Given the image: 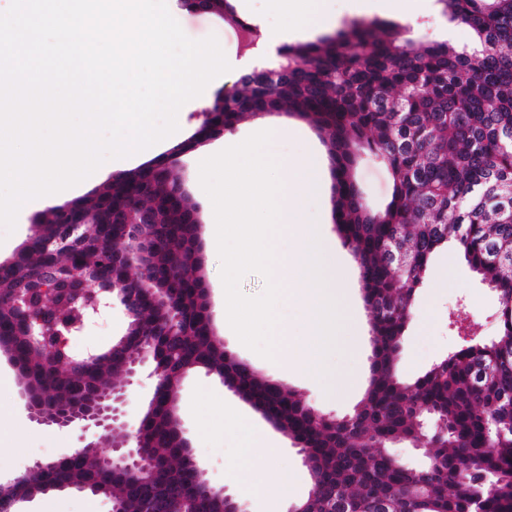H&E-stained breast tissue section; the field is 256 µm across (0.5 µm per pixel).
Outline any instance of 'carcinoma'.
Listing matches in <instances>:
<instances>
[{
  "label": "carcinoma",
  "instance_id": "obj_1",
  "mask_svg": "<svg viewBox=\"0 0 512 512\" xmlns=\"http://www.w3.org/2000/svg\"><path fill=\"white\" fill-rule=\"evenodd\" d=\"M448 21L473 34L471 44L418 41L411 25L358 21L315 42L283 46L278 76L246 73L231 99L216 98L203 110L194 139L174 145L171 156L232 130L246 115L285 111L313 123L333 161L334 224L360 271L370 313L374 359L363 400L344 417H326L284 385L266 378L224 350L206 311L204 275L196 242V206L173 196L168 158L125 170L102 188L35 215L40 247L15 255V271L0 276V320L13 317L18 290L40 286L48 272L45 247L55 250L61 212L83 222L87 266L121 256V246L102 234L112 211L137 219L151 214L163 246L155 266L173 278L145 284L167 295L166 309L143 310L127 319L86 379L92 391L121 382L127 361L156 360L160 381L172 394L182 379L203 369L257 406L308 455L312 488L296 512H512V0H438ZM184 8L218 15L239 27L252 47L258 28L242 20L231 0H181ZM363 159L383 163L392 177L390 200L380 208L365 201L355 178ZM455 248L470 269L499 296L500 333L475 336L468 316L457 322L469 340L422 376L398 375L397 355L409 327L416 293L436 253ZM100 300L93 289L57 306L44 335L63 327L79 334ZM6 346L22 360L18 371L29 390L63 407L70 375L62 365L70 349L50 344L46 356L28 352L17 333ZM135 439L151 461L155 496L188 498L206 484L183 480L184 446L173 432L166 404H148ZM434 424L423 431L422 419ZM426 442L428 461L409 466L394 457V444ZM101 453L82 449L71 466H47L8 487L0 497L15 502L45 494L52 485L109 488L125 512H143L138 476L98 467Z\"/></svg>",
  "mask_w": 512,
  "mask_h": 512
}]
</instances>
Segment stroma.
Returning a JSON list of instances; mask_svg holds the SVG:
<instances>
[{
	"label": "stroma",
	"instance_id": "obj_1",
	"mask_svg": "<svg viewBox=\"0 0 512 512\" xmlns=\"http://www.w3.org/2000/svg\"><path fill=\"white\" fill-rule=\"evenodd\" d=\"M171 15L185 34L194 40L216 36L226 58L238 60L247 51L241 45V33L220 17L182 9L177 0H168ZM413 36L416 39H446L457 46L469 43L471 31L464 25L448 24L441 8L418 17ZM224 140L217 137L198 145L180 157V171L187 193L197 209L196 236L203 261L207 290L221 287V261L216 248L206 237L210 206L199 183V163L223 150ZM356 178L367 203L382 206L391 193L387 168L377 162H361ZM344 260L350 274V287L357 322L345 330L328 361L330 371L352 377L353 388L340 393L329 392L326 383L301 372L286 369L283 359L269 360L238 343L232 333L222 328L218 315H211L214 334L226 351L250 364L262 374L295 391L317 412L342 416L352 411L368 386L373 362L368 310L362 298L359 270L352 255ZM500 303L497 294L482 283L461 261L456 250L445 249L433 258L425 282L415 296L412 319L402 340L398 355L401 377L412 380L425 373L439 359L460 348L462 335L454 324L457 314H468L476 323L478 335L491 340L500 332ZM125 316L120 309L86 328L73 337L72 349L80 354L105 351L113 338L120 336ZM221 395L251 420L261 434L276 441L282 469L288 472L291 492L282 507L289 512L292 504L307 498L311 477L303 456L293 441L268 423L249 403L224 386L214 375L203 371L185 377L179 388V416L192 455L205 467V477L211 486L223 489L241 507L242 512H264V504L253 494L236 485V464L242 437L228 429L223 441L213 442L206 432V420L211 396ZM27 386L21 379L10 355L0 350V484L7 485L40 463H46L71 453L80 447L78 431L61 430L33 422L27 409ZM111 502L103 497L75 493L69 490L50 492L21 502L18 512H111Z\"/></svg>",
	"mask_w": 512,
	"mask_h": 512
}]
</instances>
